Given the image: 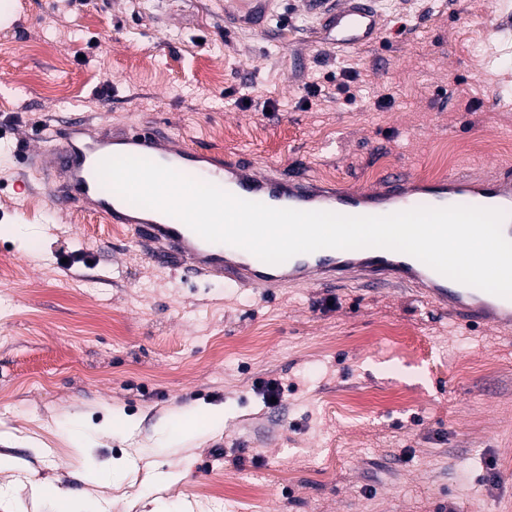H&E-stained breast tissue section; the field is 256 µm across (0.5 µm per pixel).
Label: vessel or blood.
I'll list each match as a JSON object with an SVG mask.
<instances>
[{
  "instance_id": "b4317fda",
  "label": "vessel or blood",
  "mask_w": 512,
  "mask_h": 512,
  "mask_svg": "<svg viewBox=\"0 0 512 512\" xmlns=\"http://www.w3.org/2000/svg\"><path fill=\"white\" fill-rule=\"evenodd\" d=\"M244 23L259 26L266 18L267 0H231ZM373 0H336L325 19L337 46L358 48L369 44L378 29ZM50 168L62 171L64 181L56 186L63 198L81 202L104 223L125 225L153 245L158 259L169 256L188 263L199 277L222 276L237 288L270 290L311 281L324 283L362 278L411 288L419 298L465 323H486L503 334L512 333V299L477 291L436 272L418 259L386 248L356 250L320 249L299 254L280 264L255 259L250 252L204 240L182 221L160 210L136 209L119 195L103 192L98 166L108 157L124 155L152 160L185 176H206L225 191L245 200L273 208L327 211L352 216H381L418 206L444 208L467 203L471 207L499 209L507 214L502 230L512 239V175L499 174L490 181L448 176L434 183L409 177L389 181L383 190L340 189L320 191L313 178L284 179L259 175L249 161H223L186 144H173L172 137L153 128H132L117 133L102 132L89 140L75 135L53 137L47 150Z\"/></svg>"
}]
</instances>
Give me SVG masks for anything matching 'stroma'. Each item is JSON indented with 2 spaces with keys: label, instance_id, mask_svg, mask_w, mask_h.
Instances as JSON below:
<instances>
[{
  "label": "stroma",
  "instance_id": "35a3bbf8",
  "mask_svg": "<svg viewBox=\"0 0 512 512\" xmlns=\"http://www.w3.org/2000/svg\"><path fill=\"white\" fill-rule=\"evenodd\" d=\"M8 3L0 512H57L61 490L73 512H512V337L398 285L252 291L154 262L31 162L34 135L80 119L365 190L483 140L455 173L488 178L512 162V0H378L359 49L304 0L260 28L224 0Z\"/></svg>",
  "mask_w": 512,
  "mask_h": 512
}]
</instances>
